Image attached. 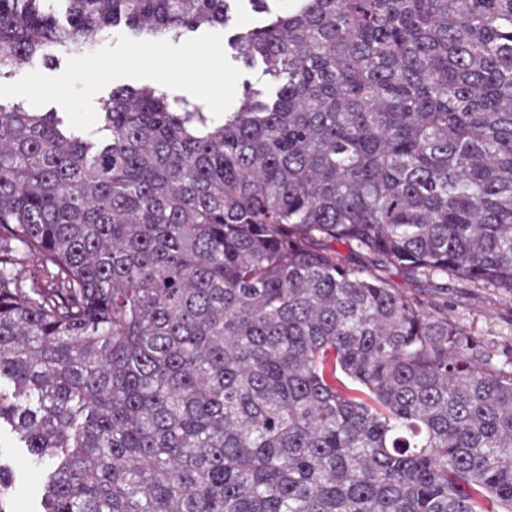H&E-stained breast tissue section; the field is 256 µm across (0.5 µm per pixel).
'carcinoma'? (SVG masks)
Here are the masks:
<instances>
[{
    "instance_id": "cac0c4a2",
    "label": "carcinoma",
    "mask_w": 512,
    "mask_h": 512,
    "mask_svg": "<svg viewBox=\"0 0 512 512\" xmlns=\"http://www.w3.org/2000/svg\"><path fill=\"white\" fill-rule=\"evenodd\" d=\"M248 2L274 90L219 121L0 103V427L41 512H512V337L378 274L512 304V0ZM236 8L0 0V77ZM379 274L383 276L393 288H397L399 291L417 297H425L426 294L435 289V285L426 280H415L408 277L401 270L394 268L383 269L379 271Z\"/></svg>"
}]
</instances>
